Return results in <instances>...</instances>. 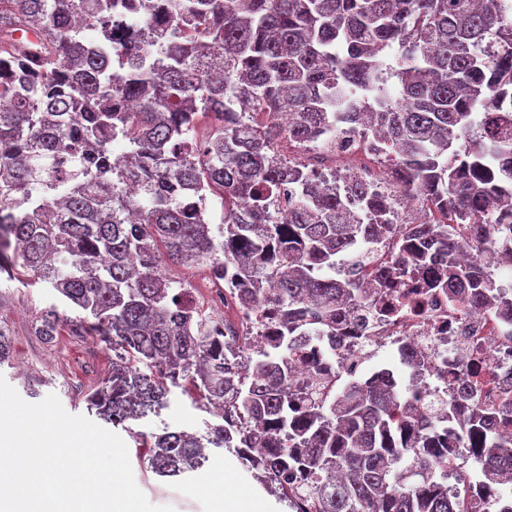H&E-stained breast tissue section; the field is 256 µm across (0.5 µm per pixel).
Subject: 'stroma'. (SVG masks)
<instances>
[{
  "instance_id": "35a3bbf8",
  "label": "stroma",
  "mask_w": 512,
  "mask_h": 512,
  "mask_svg": "<svg viewBox=\"0 0 512 512\" xmlns=\"http://www.w3.org/2000/svg\"><path fill=\"white\" fill-rule=\"evenodd\" d=\"M55 301L46 284L30 277L8 279L0 273V328L9 342V357L0 363V376L26 402L35 404L56 395L72 415H88L87 395L112 369L118 352L97 336H75L62 328L52 342L34 333L40 317ZM217 417L200 410L182 388H171L161 413L131 422L117 433L127 445L138 487L155 505L172 506L175 512H221L223 497L238 494L258 502L261 512H289L286 503L267 494L255 472L246 470L231 449L207 446L203 468L179 479L156 476L143 456L141 436L163 426L206 436Z\"/></svg>"
}]
</instances>
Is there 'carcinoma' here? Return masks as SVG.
<instances>
[{"label": "carcinoma", "mask_w": 512, "mask_h": 512, "mask_svg": "<svg viewBox=\"0 0 512 512\" xmlns=\"http://www.w3.org/2000/svg\"><path fill=\"white\" fill-rule=\"evenodd\" d=\"M34 21L37 41L14 38ZM394 44L392 89L383 54ZM363 119L390 181L446 217L407 234L428 260L426 286L452 299L465 288L471 308L489 307L495 282L455 257L493 246L491 227L512 218V0H0V272H31L56 292L35 327L42 340L67 324L128 352L88 397L105 422L147 416L184 380L198 408L234 414L207 443L255 439L263 451L238 459L270 481L308 472L298 493L312 512H479L467 489L448 497L451 402L420 417L388 370L307 400L288 388L289 342L255 352L241 380L187 284L166 274L193 261L220 280L230 265L224 287L239 303L262 285L288 323L371 306L355 249L397 234L389 198L354 182V212L275 151ZM289 181L301 195L279 224L270 205ZM210 189L224 205L219 241L198 209ZM406 268L402 256L374 278L396 290ZM460 397L479 472L512 481V409ZM204 459L188 432L151 434L160 476Z\"/></svg>", "instance_id": "cac0c4a2"}]
</instances>
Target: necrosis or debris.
Masks as SVG:
<instances>
[{
    "label": "necrosis or debris",
    "mask_w": 512,
    "mask_h": 512,
    "mask_svg": "<svg viewBox=\"0 0 512 512\" xmlns=\"http://www.w3.org/2000/svg\"><path fill=\"white\" fill-rule=\"evenodd\" d=\"M364 139L360 129L327 135L316 144L318 161L313 172L319 184L343 195L353 181L392 195L397 224H428L433 210L419 196L390 185L384 164L355 166L346 159ZM497 246L473 247L461 252L457 265L487 274L498 273V255L512 248V227L495 228ZM413 305L401 303L384 290L373 308H346L336 317V333L320 343L298 337L291 363V380L303 388H316L344 378L364 381L363 365L378 350H393L409 368L420 412L431 415L434 404L448 392L469 387L489 409L512 402V309L505 306L475 311L461 301L449 300L446 290L409 285ZM224 288L213 289L200 312L213 326L225 347L244 353L270 350L287 336L279 317L268 315L269 294L254 297L250 306L238 308L235 318L217 315V300L228 297Z\"/></svg>",
    "instance_id": "1"
}]
</instances>
